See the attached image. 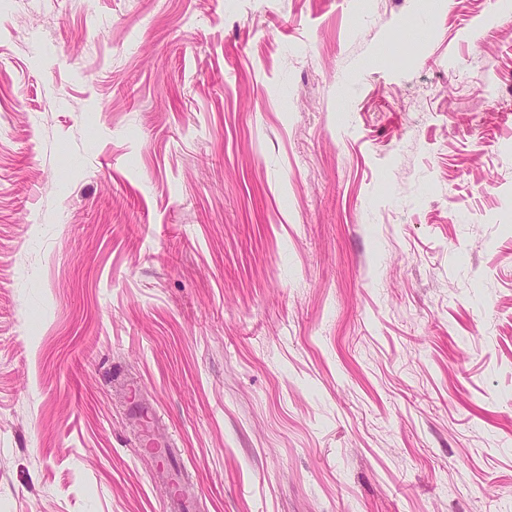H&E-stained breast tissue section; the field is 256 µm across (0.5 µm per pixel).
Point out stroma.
I'll use <instances>...</instances> for the list:
<instances>
[{"label": "stroma", "instance_id": "35a3bbf8", "mask_svg": "<svg viewBox=\"0 0 512 512\" xmlns=\"http://www.w3.org/2000/svg\"><path fill=\"white\" fill-rule=\"evenodd\" d=\"M512 512V0H0V512ZM171 471V469H165V466L160 467L158 472L154 475V480L172 484L170 496L171 511L192 512L195 507V490L179 482H172L170 479Z\"/></svg>", "mask_w": 512, "mask_h": 512}]
</instances>
